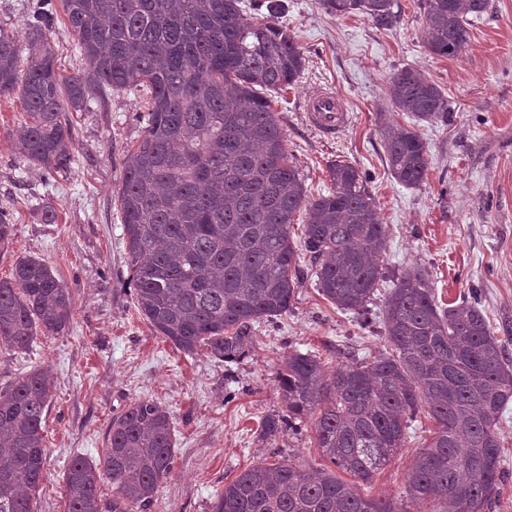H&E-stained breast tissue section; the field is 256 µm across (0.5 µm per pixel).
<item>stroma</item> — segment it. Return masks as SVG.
Returning a JSON list of instances; mask_svg holds the SVG:
<instances>
[{
	"mask_svg": "<svg viewBox=\"0 0 512 512\" xmlns=\"http://www.w3.org/2000/svg\"><path fill=\"white\" fill-rule=\"evenodd\" d=\"M397 2L400 19L384 30L361 15H331L321 0H283V20L306 68L294 86L270 95L308 195L327 193L329 164L349 161L389 226L382 257L388 279L368 305L371 323L360 327L307 278L287 313L258 325L253 348L237 362L181 353L134 308L118 192L128 151L145 127L141 91L106 87L71 112L75 161L54 176L18 152L15 132L26 113L18 94L0 96V209L14 224L10 246L0 250V279L10 277L18 259L33 257L52 269L74 302L64 334L37 335L25 353L0 348V388L37 367L49 369L55 381L35 512H64L71 459L97 458L113 415L144 398L164 404L174 428V468L150 512H210L217 489L276 458L304 470L322 467L311 419L274 449L258 439L261 418L284 410L278 372L296 347L319 353L331 371L385 352L382 310L391 278L403 271L426 270L441 304L478 293L491 329L512 327V0H492L453 58L426 51L419 0ZM47 39L61 75L87 69L65 14L57 15ZM404 67L438 84L450 112L447 124L418 127L429 170L426 182L412 189L391 177L376 120L385 112L394 123L410 124L407 114L392 111L388 96L391 77ZM322 88L337 92L351 116L334 138L307 117L308 98ZM49 213L54 221H46ZM435 428L428 414L418 413L406 447L363 494L401 499L407 472ZM498 432L505 482L492 512H512V404Z\"/></svg>",
	"mask_w": 512,
	"mask_h": 512,
	"instance_id": "1",
	"label": "stroma"
}]
</instances>
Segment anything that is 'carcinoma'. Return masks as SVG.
<instances>
[{
    "label": "carcinoma",
    "mask_w": 512,
    "mask_h": 512,
    "mask_svg": "<svg viewBox=\"0 0 512 512\" xmlns=\"http://www.w3.org/2000/svg\"><path fill=\"white\" fill-rule=\"evenodd\" d=\"M28 19L21 46L0 28V95L20 96L29 120L16 146L49 174L69 170L74 142L66 113L98 89L146 91V126L125 167L118 200L133 271L134 306L154 333L180 352L222 362L246 355L256 325L288 312L304 274L325 300L362 315L379 282L388 225L359 170L328 166L332 187L310 197L289 162L286 136L257 89L286 90L306 58L278 0H61L89 69L63 78L45 31L53 0ZM337 16L363 15L391 29L396 0H324ZM490 0H420L432 55H458ZM392 106L412 117L381 118L386 162L399 184L428 175L420 122L448 123V99L418 70L391 78ZM304 214V234L291 227ZM474 295L437 303L429 274L402 273L387 293L388 349L328 372L320 356L294 349L279 374L288 417L268 415L259 439L272 442L315 414L320 456L332 465L311 474L290 462L259 463L215 495L210 512H490L504 473L499 419L512 402V329L500 337ZM67 286L35 258H20L0 279V348L25 351L37 332L70 328ZM52 386L35 368L0 389V512H34L44 468L43 428ZM437 423L407 474L406 500L370 498L345 471L369 485L406 446L418 411ZM171 415L137 400L112 417L107 448L75 457L65 472L66 512H148L173 469ZM112 483L104 500L101 481Z\"/></svg>",
    "instance_id": "1"
}]
</instances>
